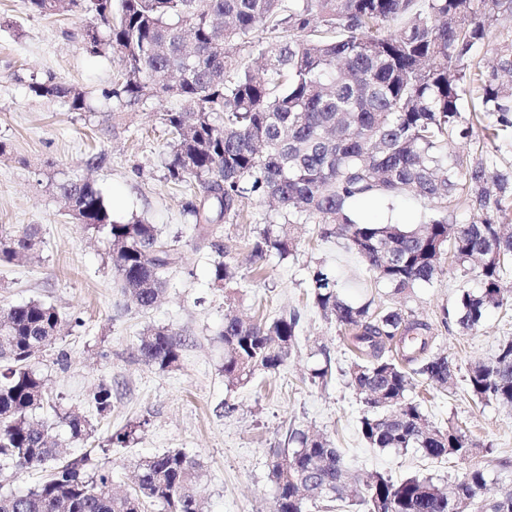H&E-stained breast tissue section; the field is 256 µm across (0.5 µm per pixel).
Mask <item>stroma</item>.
Wrapping results in <instances>:
<instances>
[{"instance_id": "35a3bbf8", "label": "stroma", "mask_w": 512, "mask_h": 512, "mask_svg": "<svg viewBox=\"0 0 512 512\" xmlns=\"http://www.w3.org/2000/svg\"><path fill=\"white\" fill-rule=\"evenodd\" d=\"M84 17L37 18L22 0H0V225L36 224L42 244L34 259L0 262V308L39 299L52 304L66 321L55 348L33 360L46 383L47 398L37 421L54 426L63 456L82 454L111 468L114 484L133 490L140 459L179 449L203 465L201 493L206 512H274L270 480L273 453L286 446L291 431L318 432L344 454L359 477L380 472L400 479L432 476L440 488L462 475L464 464L435 461L414 451L372 448L358 430L362 405L349 382L351 354L346 336L326 319L310 299V278L317 268L333 271L338 291L357 302L358 285L368 272L344 241L323 240L312 224L295 227L297 248L286 259L270 257L261 272L249 263L250 244L267 224L284 217L254 198L242 204L239 219L216 225L200 235L183 211L190 197L173 185L165 163L169 137L160 108L147 104L112 121L103 111L102 93L121 70L117 58L87 53L78 38ZM53 76L79 86L93 104L90 112H69L59 103L35 96L31 76ZM451 150L469 165L493 162L512 173V129L496 143L479 139L455 141ZM102 161L88 168L91 155ZM90 177L103 191L115 221L135 218L155 224L178 251V261L165 274L166 291L150 308L124 295L112 264V247L104 235L74 223L53 190L65 178ZM357 209L379 222L415 224L428 213L427 201L403 196L358 203ZM238 268L234 303L215 287L211 270L219 256ZM480 283L475 271L448 263L432 283L394 298L377 285L375 296L397 304L434 328L432 349L456 366L453 387L430 391L423 409L437 427L456 423L487 453L480 462L489 471L487 495L512 480V412L495 402L473 400L465 387L471 365L492 357L499 345L512 341V274L502 286L503 308L489 312L473 333L446 323L461 290ZM245 317L296 310L301 314L297 343L286 364L275 373H257L243 387L224 379V342L220 332L227 308ZM184 337L176 367L148 366L138 353V339L152 328ZM330 364L327 384L311 380L314 369ZM112 388V404L97 412L99 385ZM73 410L89 421L90 435L72 441L57 414ZM136 426L129 443L116 435Z\"/></svg>"}]
</instances>
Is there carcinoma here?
<instances>
[{"instance_id":"obj_1","label":"carcinoma","mask_w":512,"mask_h":512,"mask_svg":"<svg viewBox=\"0 0 512 512\" xmlns=\"http://www.w3.org/2000/svg\"><path fill=\"white\" fill-rule=\"evenodd\" d=\"M33 16L81 14L89 53L120 58L124 72L103 93L111 112L133 111L155 101L172 153L166 164L175 184L189 179L199 194L185 204L199 233L240 214L252 197L268 198L322 238L346 241L382 282L401 295L430 284L446 259L460 265L494 249L480 267V287L462 291L455 325L479 329L503 307L501 287L512 262V235L499 221L512 210L509 175L482 164L468 167L450 153L457 137L473 134L462 103L477 84L471 112L485 138L512 128V42L497 49V64L472 70L469 53L487 37L512 0H23ZM29 88L71 112H91L85 92L65 81L31 78ZM173 106L168 107L166 103ZM500 191L495 213L486 189ZM77 223L106 232L122 291L142 308L164 291L162 273L177 253L157 227L143 220L117 223L95 183L56 184ZM411 194L432 203L417 225L361 217L355 204ZM466 195L478 210L468 224L451 227L448 212ZM36 224L0 225V260L21 261L39 249ZM295 237L284 225L267 226L251 243L252 264L272 254L287 257ZM231 263L214 265L213 283L237 277ZM313 304L336 322L355 355L350 385L364 405L360 433L379 449H415L426 459L468 460L477 444L458 426L430 424L411 396L420 377L441 388L454 383L456 367L431 350L432 325L397 306L353 303L327 273L314 271ZM63 317L32 299L0 310V471L42 469L46 476L25 493H1L0 512H202L197 486L201 462L182 450L140 459L134 493L114 490L112 471L85 454L57 461L53 427L34 420L45 381L32 366L35 354L57 343ZM300 314L224 319V377L246 384L257 372L283 367L297 342ZM183 340L167 329L139 339L142 360L161 370L180 359ZM467 389L479 401L512 408V341L492 359L475 364ZM79 440L89 422L60 416ZM290 448L275 453L270 478L276 512H306L316 501L343 503L350 486L343 454L323 436L289 434ZM488 474L478 463L441 491L431 476L394 479L375 473L356 505L362 512H448V498L463 512H512V490L488 498Z\"/></svg>"}]
</instances>
